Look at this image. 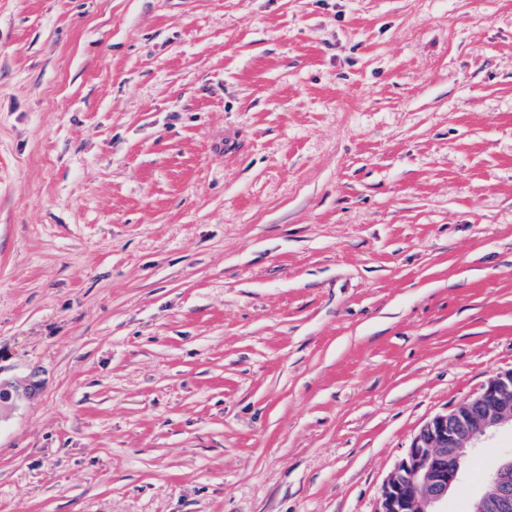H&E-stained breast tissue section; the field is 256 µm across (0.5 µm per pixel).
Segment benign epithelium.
<instances>
[{
  "label": "benign epithelium",
  "instance_id": "benign-epithelium-1",
  "mask_svg": "<svg viewBox=\"0 0 512 512\" xmlns=\"http://www.w3.org/2000/svg\"><path fill=\"white\" fill-rule=\"evenodd\" d=\"M512 427V368L490 377L480 392L426 421L384 481L378 512H445L448 493L469 454ZM491 491L472 500L471 512H512V455L502 454L488 475Z\"/></svg>",
  "mask_w": 512,
  "mask_h": 512
}]
</instances>
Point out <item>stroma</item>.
I'll use <instances>...</instances> for the list:
<instances>
[{
	"label": "stroma",
	"mask_w": 512,
	"mask_h": 512,
	"mask_svg": "<svg viewBox=\"0 0 512 512\" xmlns=\"http://www.w3.org/2000/svg\"><path fill=\"white\" fill-rule=\"evenodd\" d=\"M510 368L512 0H0V512H376Z\"/></svg>",
	"instance_id": "stroma-1"
}]
</instances>
